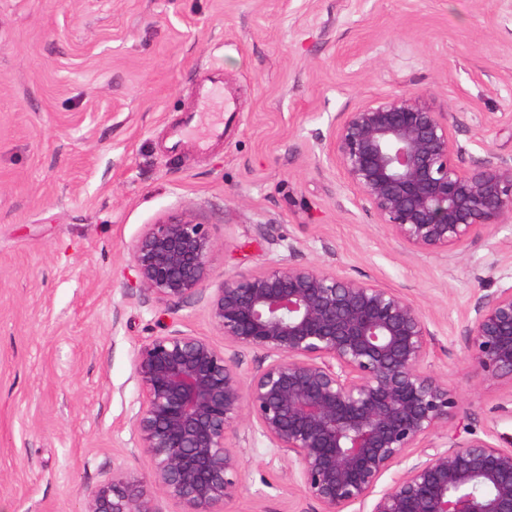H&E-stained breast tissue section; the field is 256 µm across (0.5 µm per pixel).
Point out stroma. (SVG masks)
<instances>
[{
  "instance_id": "stroma-1",
  "label": "stroma",
  "mask_w": 512,
  "mask_h": 512,
  "mask_svg": "<svg viewBox=\"0 0 512 512\" xmlns=\"http://www.w3.org/2000/svg\"><path fill=\"white\" fill-rule=\"evenodd\" d=\"M207 74L230 104L218 140ZM401 93L460 120L463 167L511 158L512 0H0V512H82L116 466L150 475L136 348L172 321L224 343L205 297L134 287L133 244L174 211L210 226L215 279L292 260L401 291L436 336L454 431L512 437V384L475 382L465 320L512 283V226L411 251L319 149L339 113ZM189 111L202 124L172 148ZM235 443L230 512H320L247 428Z\"/></svg>"
}]
</instances>
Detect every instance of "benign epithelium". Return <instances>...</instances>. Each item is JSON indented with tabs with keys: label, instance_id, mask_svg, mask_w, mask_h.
I'll return each mask as SVG.
<instances>
[{
	"label": "benign epithelium",
	"instance_id": "7a95c632",
	"mask_svg": "<svg viewBox=\"0 0 512 512\" xmlns=\"http://www.w3.org/2000/svg\"><path fill=\"white\" fill-rule=\"evenodd\" d=\"M458 124L396 94L339 117L325 152L398 242L442 254L512 223V161L464 170ZM209 225L168 215L132 247L136 288L164 305L208 294L224 348L181 329L136 349L137 448L150 479L183 512H227L242 490L239 428L263 438L321 512H512V448L448 434L458 402L428 368L435 344L402 292L308 263H275L213 284ZM482 381H512V284L466 313ZM228 348L262 353L243 378ZM401 471L386 487L382 477ZM144 477L119 466L82 512H153Z\"/></svg>",
	"mask_w": 512,
	"mask_h": 512
}]
</instances>
